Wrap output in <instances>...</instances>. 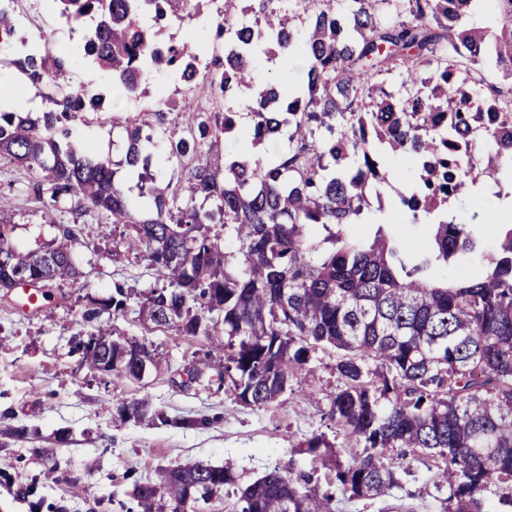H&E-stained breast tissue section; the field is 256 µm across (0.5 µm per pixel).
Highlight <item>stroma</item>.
Instances as JSON below:
<instances>
[{
	"mask_svg": "<svg viewBox=\"0 0 512 512\" xmlns=\"http://www.w3.org/2000/svg\"><path fill=\"white\" fill-rule=\"evenodd\" d=\"M20 10L49 35L50 52L77 41L42 0H28ZM70 77L101 96L98 110L71 122L73 143L92 142L100 156L120 161L125 134L112 125L116 106L108 75L82 63L71 68ZM385 171L381 212L364 213L350 233L366 238L381 228L408 247L428 249L431 225L413 220L397 197L398 189L417 179V169L392 157ZM33 183L25 169L0 163V219L9 222L24 252L61 240L66 226H79L72 251L82 276L48 289L36 314L21 310L0 289V458L8 462L0 469V512H143L131 495L134 481L198 462L229 466L237 481L225 486L221 501L197 503L196 512H231L241 488L266 469L290 464L313 470L310 458L291 453L312 435L324 434L341 463L351 460L354 445L328 417L330 395L339 384L334 354L317 353L312 373L262 408L240 403L216 379L188 382L186 350H193L197 362L217 361L224 353L204 336L189 346L173 332L144 328L135 298L159 282L142 256L127 251L128 227L109 225L107 216L94 212L78 215L73 200L36 195ZM120 288L133 298L125 313L103 307L93 321H85L91 300ZM115 329L157 347L161 369L143 383L116 386L111 374L83 366L76 339ZM134 397L162 411L164 421L122 420V402ZM189 419L197 420V427H186ZM436 495L430 474L416 464L389 502L438 512Z\"/></svg>",
	"mask_w": 512,
	"mask_h": 512,
	"instance_id": "35a3bbf8",
	"label": "stroma"
}]
</instances>
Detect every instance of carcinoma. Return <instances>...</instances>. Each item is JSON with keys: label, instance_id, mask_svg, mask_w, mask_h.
Masks as SVG:
<instances>
[{"label": "carcinoma", "instance_id": "carcinoma-1", "mask_svg": "<svg viewBox=\"0 0 512 512\" xmlns=\"http://www.w3.org/2000/svg\"><path fill=\"white\" fill-rule=\"evenodd\" d=\"M82 44L59 56L42 55L17 36V0H0V51L33 84L50 89L42 119L0 109V161L36 176L37 190L53 199H77L134 230L127 247L142 254L165 283L139 301V316L190 342L217 340L235 398L265 407L311 372L318 351L336 353L340 387L330 399V420L361 448L351 463L329 465L314 436L292 454H307L334 470L328 489L303 470L275 466L243 490L233 512H333L335 492L356 499L391 495L406 458L436 470V489L448 486L439 512H489L485 492L512 509V224L484 252L478 224L434 225L431 248L404 249L377 230L353 240L347 226L380 195L383 155L422 163L415 188L400 195L411 212L431 214L467 185L512 168V157L475 159L459 146L471 112L512 113V0H496L498 23L475 27L480 0H234L224 2V62L209 83L182 86L165 105L181 112L180 135L167 128L143 134L150 123L112 113L126 134L125 161L136 188L115 179L110 162L91 143H68L67 123L100 102L99 94L69 81L85 60L112 78L122 97L147 93L157 72L174 77L200 60L190 41L172 32L193 19L211 27L213 0H50ZM264 55L304 64V79L287 71L261 78ZM484 66L505 83L476 77ZM394 74L396 85L386 86ZM243 99L250 123L246 143L226 147L240 130ZM205 100L212 108L200 105ZM452 112L448 124L439 115ZM266 156L248 149L276 140ZM156 149L176 162L183 179L156 185ZM137 196H132V191ZM231 248L218 246L219 234ZM66 243L22 253L0 224V288L19 278L80 279ZM483 253L472 276L438 278L459 254ZM112 342L152 361L153 345L118 333ZM109 349L83 352L100 371ZM141 419L145 401L122 403ZM235 482L228 467L171 466L159 478L133 485V497L151 512L168 500L188 512L198 500L221 495Z\"/></svg>", "mask_w": 512, "mask_h": 512}]
</instances>
